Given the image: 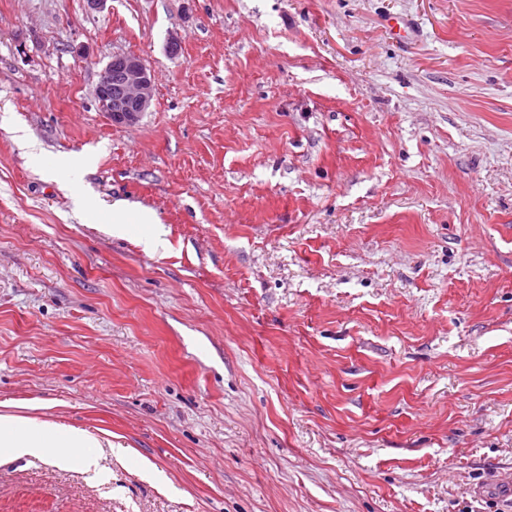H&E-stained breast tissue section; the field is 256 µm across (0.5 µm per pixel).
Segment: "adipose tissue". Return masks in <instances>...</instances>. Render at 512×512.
Masks as SVG:
<instances>
[{"mask_svg": "<svg viewBox=\"0 0 512 512\" xmlns=\"http://www.w3.org/2000/svg\"><path fill=\"white\" fill-rule=\"evenodd\" d=\"M94 445L93 438L78 428L13 414L0 415V448L15 457L51 456L66 460L76 454L83 456L86 464L93 465L97 459L88 455L87 450Z\"/></svg>", "mask_w": 512, "mask_h": 512, "instance_id": "ef3b65f1", "label": "adipose tissue"}]
</instances>
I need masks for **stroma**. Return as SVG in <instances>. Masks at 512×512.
I'll return each instance as SVG.
<instances>
[{"mask_svg": "<svg viewBox=\"0 0 512 512\" xmlns=\"http://www.w3.org/2000/svg\"><path fill=\"white\" fill-rule=\"evenodd\" d=\"M0 403V512H501L512 0H0ZM94 96L113 124L131 125L152 103L154 76L140 56L115 54L100 72ZM156 224L153 216L150 213L142 212L139 214L137 222L129 220V211L123 204H115L112 206V224H108L109 230L112 235L121 236L128 232L129 224ZM98 447L82 429L13 414L0 415V448H5L11 456H52L67 460L74 454L83 455L85 448Z\"/></svg>", "mask_w": 512, "mask_h": 512, "instance_id": "35a3bbf8", "label": "stroma"}]
</instances>
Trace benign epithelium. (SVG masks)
Segmentation results:
<instances>
[{
    "mask_svg": "<svg viewBox=\"0 0 512 512\" xmlns=\"http://www.w3.org/2000/svg\"><path fill=\"white\" fill-rule=\"evenodd\" d=\"M94 96L112 123L131 125L152 103L154 76L140 56L115 54L100 72Z\"/></svg>",
    "mask_w": 512,
    "mask_h": 512,
    "instance_id": "1",
    "label": "benign epithelium"
}]
</instances>
